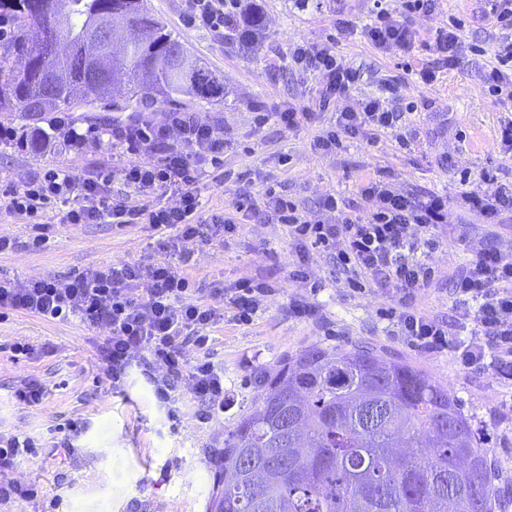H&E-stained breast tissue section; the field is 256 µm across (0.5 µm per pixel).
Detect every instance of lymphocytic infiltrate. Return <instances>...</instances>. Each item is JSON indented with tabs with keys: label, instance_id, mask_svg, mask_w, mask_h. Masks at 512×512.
I'll use <instances>...</instances> for the list:
<instances>
[{
	"label": "lymphocytic infiltrate",
	"instance_id": "f902f5d3",
	"mask_svg": "<svg viewBox=\"0 0 512 512\" xmlns=\"http://www.w3.org/2000/svg\"><path fill=\"white\" fill-rule=\"evenodd\" d=\"M183 23L214 34L224 31L229 21V0H184ZM482 19L498 29L495 65L484 75L491 91L505 103H512V0H483ZM372 19L364 29L368 41L378 49H406L420 39L412 23L390 17L383 0H373ZM459 22L436 28L434 42L437 64L422 66V83L434 82L440 66H454L466 50L457 32ZM297 72L312 76L317 83V108L288 107L276 119L287 130L316 119L317 109L332 100L349 97L355 72L336 60L328 44L297 45L289 53ZM400 113L389 109L384 99L362 101L359 110L344 109L334 125L316 137L318 150L343 148L350 139L373 137L394 129ZM115 140L124 142L128 152L148 154L143 163L126 164L117 172L91 177L70 169L50 168L34 176L23 188L9 192L1 209L10 215L37 220L52 205L66 207L60 217L64 224H112L124 227L146 224L166 231L163 248L169 261L154 264H107L85 269L71 282L37 279L18 284L0 278V309L26 311L46 321L79 318L91 326L110 330L101 345L103 375L120 386L131 373H138L149 385L159 412L170 422L178 419L179 387L190 380L194 396L210 412L224 409V371L210 361L186 366L180 358L187 343L204 344L205 331L218 321L215 307L194 303L189 298L191 279L187 273L189 255L185 241H223L237 227L236 212L243 202H235L232 213L199 215L198 188L208 177L209 166L220 164L224 141L212 126L199 122L193 113L170 112L159 123L138 121L112 130ZM120 177L133 196L112 192L113 177ZM361 194L371 200L368 215L327 196L325 209L335 211V223L326 224L301 213L295 204L269 194L263 204L266 223L283 224L293 241L299 265L294 277H301L315 249L336 250L337 259L351 271L353 290L364 285L385 289L398 305L400 335L422 349L451 347L457 364L473 368L490 364L497 369L512 367V250L488 248L476 253L455 280L457 295L476 302V309H464L459 322L470 329L469 341L453 343L447 323L425 315L414 307L417 290L431 282L433 269L412 258V251L436 248L437 232L448 219L447 197L433 194L419 201L393 191L383 180L370 178ZM173 196L177 205L162 204ZM271 291L259 278L239 281L224 291L223 301L231 305L235 318L250 322ZM38 445L30 436L0 435V502L25 501L34 491L31 485L8 478L15 460L34 454Z\"/></svg>",
	"mask_w": 512,
	"mask_h": 512
}]
</instances>
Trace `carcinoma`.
<instances>
[{"label": "carcinoma", "mask_w": 512, "mask_h": 512, "mask_svg": "<svg viewBox=\"0 0 512 512\" xmlns=\"http://www.w3.org/2000/svg\"><path fill=\"white\" fill-rule=\"evenodd\" d=\"M0 0V18L14 24L13 49L28 56L13 73L0 56V112L25 121L22 137L42 151L51 134L47 112L112 101L137 111L150 99L166 109L179 96L220 95L211 73L179 64L186 47L140 3L153 30L129 55L99 66L124 79L128 96L90 81L80 56L56 59L29 36L32 4ZM68 36L79 43L89 22L126 0H71ZM53 65L72 74L55 98L40 76ZM259 407L224 437L217 462L214 512H493L492 464L448 388L415 365L354 343L313 345L265 372Z\"/></svg>", "instance_id": "1"}]
</instances>
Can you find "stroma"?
<instances>
[{
    "mask_svg": "<svg viewBox=\"0 0 512 512\" xmlns=\"http://www.w3.org/2000/svg\"><path fill=\"white\" fill-rule=\"evenodd\" d=\"M264 17L263 26L246 37L229 39L184 26L182 0H146L152 14L185 45L192 57L224 86L217 99L185 98L183 111L213 125L229 147L224 163L199 192L203 217L232 208L239 193L262 202L274 191L313 218L334 223L335 213L320 203L333 194L369 210L361 195L363 182L380 175L393 190L425 198H448V224L440 245L428 253L432 284L419 290V311L451 321L464 304L454 279L485 248L512 247V212L486 219L469 211L464 190L493 196L498 185L512 183V152L500 142L499 127L512 108L492 96L483 70L494 64L493 30L480 21L479 0H436L429 15L414 18L426 34L450 19L461 20V40L484 48L466 55L437 81L421 83L415 73L436 57L434 41L417 42L406 51L379 50L363 29L370 0H251ZM344 18L353 31L337 36ZM336 35V54L358 79L348 102L331 101L320 122L286 131L275 120L257 124L259 112L272 113L291 104H306L314 83L291 69L293 45L321 43ZM395 86L393 104L405 111L399 132L380 134L376 143L354 139L341 151L314 149V139L333 125L343 106L385 96V82ZM111 104L70 114L69 122L88 133L83 148L58 143L51 151L0 143V195L21 188L36 172L72 169L88 175L118 163L135 162L133 154L112 143L114 126L127 121ZM416 136L412 149L401 148L399 136ZM492 169L494 181L480 174ZM469 171L468 185L459 174ZM238 232L226 243L203 245L188 240L193 255L188 270L194 300L216 304L215 289H230L261 274L273 287L251 323L237 322L233 309L208 331L205 347L187 345L186 364L210 358L224 369V409L205 415L182 384V413L175 428L158 421L155 402L138 376L120 388L101 379L99 346L107 327H91L79 319L48 322L22 311L0 317V432L42 440L37 456L19 458L12 478L36 484L35 500L0 505V512H209L217 493L215 461L224 437L239 419L257 407L265 371L286 357L318 344L332 348L362 342L388 351L447 385L457 398L476 436L495 467L494 512H512V380L490 367L461 368L451 348L421 349L396 332L395 303L381 290L352 292L336 257L322 253L305 277L292 273L299 264L288 229L262 223L260 216L239 213ZM31 224L0 213V238L15 248L0 252V275L25 282L52 277L67 283L78 272L110 263L150 264L164 261L161 233L148 225L117 228L110 224H53L49 239L34 245ZM35 348L34 356L15 353L16 345ZM47 387L42 404H18L13 392L28 377ZM73 418L90 423L74 442V453L49 447L51 429Z\"/></svg>",
    "mask_w": 512,
    "mask_h": 512,
    "instance_id": "1",
    "label": "stroma"
}]
</instances>
